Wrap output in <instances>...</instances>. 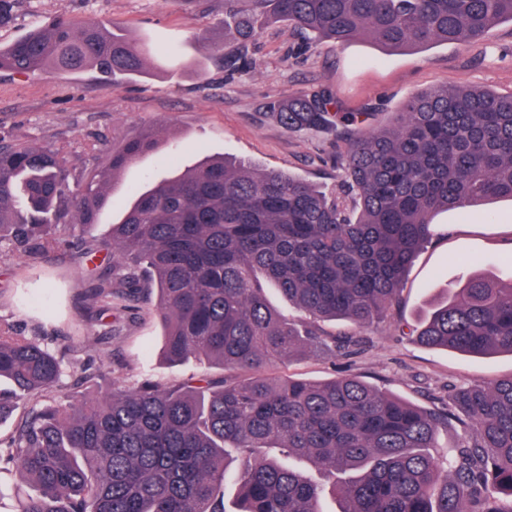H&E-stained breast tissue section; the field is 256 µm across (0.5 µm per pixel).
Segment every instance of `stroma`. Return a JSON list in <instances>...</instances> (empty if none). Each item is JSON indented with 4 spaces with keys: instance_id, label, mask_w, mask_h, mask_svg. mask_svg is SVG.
<instances>
[{
    "instance_id": "35a3bbf8",
    "label": "stroma",
    "mask_w": 512,
    "mask_h": 512,
    "mask_svg": "<svg viewBox=\"0 0 512 512\" xmlns=\"http://www.w3.org/2000/svg\"><path fill=\"white\" fill-rule=\"evenodd\" d=\"M61 14L78 23L117 25L154 54L149 76L117 88L93 72L0 73V133L18 142L65 147L74 173L105 162V155L91 153L94 141L118 149L143 128L156 131L154 151L137 158L111 187L107 206L89 230L97 238L109 236L136 191L206 156L290 173L334 193L335 159L344 144L283 127L267 108L271 100L326 86L346 111L377 113L383 124L409 96L435 86L512 94L510 22L466 47L440 43L392 52L368 38L342 48L312 43L285 23L265 21L249 45L248 69L230 76L213 52L225 42L224 0H13L10 18L0 24V45ZM173 154L179 162L171 166ZM88 270L66 254L32 263L0 245V326L52 349L70 344L72 358L96 372L102 391L115 383L147 379L165 385L207 373L197 359L173 364L164 358L154 298L110 316L84 309ZM476 273L512 282L511 200L488 201L465 217L437 214L433 236L405 274L394 320L361 330L349 353L312 351L282 364V372L309 380L357 375L403 399L439 408L447 406L453 388L512 375L510 354L472 357L430 349L405 333ZM110 326L119 335L106 336Z\"/></svg>"
}]
</instances>
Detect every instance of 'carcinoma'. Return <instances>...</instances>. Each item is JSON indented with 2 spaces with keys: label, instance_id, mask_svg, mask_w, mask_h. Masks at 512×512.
Returning <instances> with one entry per match:
<instances>
[{
  "label": "carcinoma",
  "instance_id": "obj_1",
  "mask_svg": "<svg viewBox=\"0 0 512 512\" xmlns=\"http://www.w3.org/2000/svg\"><path fill=\"white\" fill-rule=\"evenodd\" d=\"M224 0L234 46L213 51L229 75L247 66L257 19L281 21L337 47L362 34L388 48L470 44L512 23V0ZM95 71L121 81L146 74L144 51L98 23L58 16L0 46V71L50 77ZM290 129L331 133L341 191L328 196L280 171L226 158L161 178L137 195L111 242L71 243L60 227L91 226L117 175L157 138L145 129L85 176L63 151L0 139V242L20 258L61 248L104 255L89 273L88 307L112 313L152 289L165 323L163 354L191 356L243 379L149 380L94 390L88 369L70 390L21 418L0 440V471L31 492L9 512H323L326 474L340 512H512V376L456 388L465 438L443 462L430 452L448 415L356 376L269 378L267 370L318 347L342 352L358 330L391 317L403 275L440 211L512 201V94L435 87L411 95L385 125L345 112L321 87L269 102ZM271 283L309 317L298 328L267 298ZM353 330L325 341L319 322ZM419 343L467 356L512 354V286L472 275L437 303ZM66 351L0 328V422L60 386ZM242 458L231 472L224 449ZM306 459L302 472L285 463ZM509 495L504 503L502 494Z\"/></svg>",
  "mask_w": 512,
  "mask_h": 512
}]
</instances>
